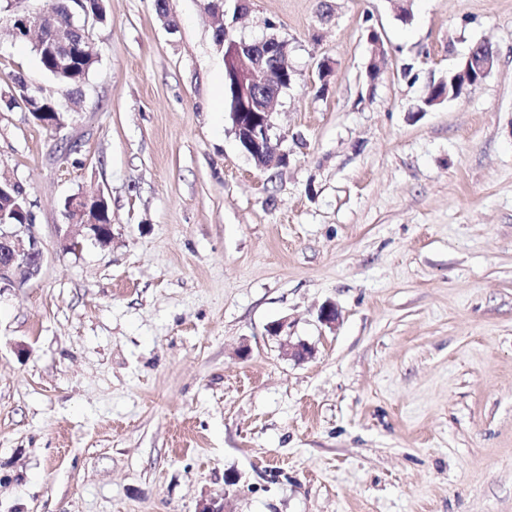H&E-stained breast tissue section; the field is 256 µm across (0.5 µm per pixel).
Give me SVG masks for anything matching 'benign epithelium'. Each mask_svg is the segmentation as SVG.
<instances>
[{
	"instance_id": "benign-epithelium-1",
	"label": "benign epithelium",
	"mask_w": 512,
	"mask_h": 512,
	"mask_svg": "<svg viewBox=\"0 0 512 512\" xmlns=\"http://www.w3.org/2000/svg\"><path fill=\"white\" fill-rule=\"evenodd\" d=\"M12 31L17 37L29 38L41 30L44 14L25 11L11 18ZM234 23L222 24L221 36L234 55L237 84L234 87L230 118L232 131L244 152L260 171L279 168L286 163L287 154L281 150L282 137L273 134V106L279 95L292 84L294 71L281 66L287 61L288 44L275 35L260 41L246 42L232 34ZM87 25L75 22L54 25L46 31L38 47L43 49L59 70L68 69L84 55L89 35L77 40L75 33L83 32ZM373 44L369 74L381 73L385 62L383 42L379 34L369 32ZM496 57L486 46L468 53L461 69L449 77L452 93L435 96L427 91L425 99L440 104L456 99L461 93L475 91L495 65ZM462 87L463 92L455 91ZM108 204L102 193H77L69 196L64 205V215L71 223L90 230L100 242L112 239V223L104 222ZM27 242H22V237ZM44 259L41 241L32 224H6L0 220V284L23 285L38 278ZM281 353L287 358L303 361L312 355V348L303 343L284 340Z\"/></svg>"
}]
</instances>
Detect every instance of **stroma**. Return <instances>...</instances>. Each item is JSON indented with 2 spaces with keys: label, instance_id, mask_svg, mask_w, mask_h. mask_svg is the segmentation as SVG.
<instances>
[{
  "label": "stroma",
  "instance_id": "35a3bbf8",
  "mask_svg": "<svg viewBox=\"0 0 512 512\" xmlns=\"http://www.w3.org/2000/svg\"><path fill=\"white\" fill-rule=\"evenodd\" d=\"M104 5L57 133L9 104L65 96L0 13V177L45 254L0 289V512H512V0H248L234 36L296 72L266 173L203 0ZM478 44L481 86L423 108ZM108 204L102 193H77L69 196L64 205V215L69 223L87 228L100 242L112 239V222L105 223Z\"/></svg>",
  "mask_w": 512,
  "mask_h": 512
}]
</instances>
